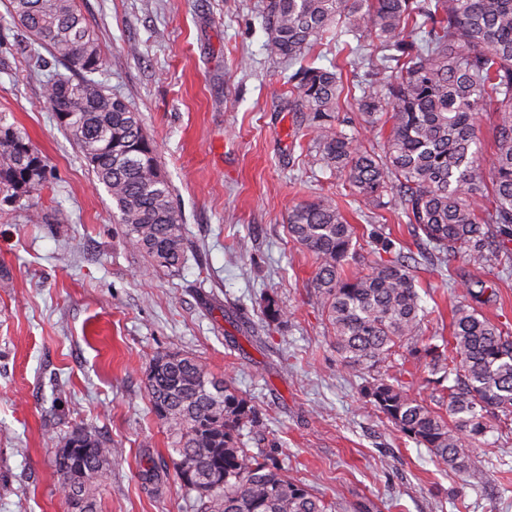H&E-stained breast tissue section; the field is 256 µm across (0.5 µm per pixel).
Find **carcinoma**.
Segmentation results:
<instances>
[{"label":"carcinoma","instance_id":"obj_1","mask_svg":"<svg viewBox=\"0 0 512 512\" xmlns=\"http://www.w3.org/2000/svg\"><path fill=\"white\" fill-rule=\"evenodd\" d=\"M9 4L32 39L72 72L49 76L48 103L111 197L126 242L157 267L179 268L186 253L182 216L140 114L87 78L103 69L104 59L78 0ZM263 19L268 55L299 65L288 82L298 92L295 110L309 116L313 164L376 205L398 188L414 233L448 258L473 266L512 258V0H266ZM365 33L381 52L373 81L347 88L339 65L305 62L327 34L339 44ZM345 94L368 125H389L383 144L335 128ZM480 112L496 116L488 183L478 171ZM43 174L42 159L1 118L0 192L34 190ZM287 230L315 260L310 287L344 366L374 374L366 389L371 404L437 461L469 471L472 446L486 435L489 418L512 422V330L463 300L452 313L451 339L423 337L428 311L410 257L384 236L380 250L387 257L345 273L355 228L332 197L295 205ZM260 310L268 323L284 316L268 296ZM403 348L440 374L436 405L410 395L390 372L387 360ZM146 389L168 432L174 471L198 512H336V503L249 450L243 430L259 426L257 409L195 357L156 354ZM63 447L70 452L56 456L58 493L80 506L72 512H96L112 441L76 426ZM160 471L150 457L141 480L156 489Z\"/></svg>","mask_w":512,"mask_h":512}]
</instances>
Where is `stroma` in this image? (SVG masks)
<instances>
[{
    "instance_id": "35a3bbf8",
    "label": "stroma",
    "mask_w": 512,
    "mask_h": 512,
    "mask_svg": "<svg viewBox=\"0 0 512 512\" xmlns=\"http://www.w3.org/2000/svg\"><path fill=\"white\" fill-rule=\"evenodd\" d=\"M105 66L95 78L139 112L186 229L185 264L154 267L128 247L112 200L47 103L46 70L59 64L0 0V118L46 165L37 190L0 193V512H67L56 454L75 426L110 438L112 462L98 512H196L174 471L162 494L144 488L143 459L167 457L166 429L151 413L146 369L163 351L187 352L232 380L259 411L253 451L346 512H512V430L490 419L470 471L439 464L427 448L381 421L365 381L345 368L308 284L310 254L290 241L289 210L335 198L368 262L378 235L416 259L426 335L450 336L461 283L496 299L478 309L512 327V271L450 261L413 236L398 200L384 208L312 164L287 65L268 56L264 0H79ZM373 48L321 66L344 82L367 79ZM43 215L30 223L31 209ZM68 216L57 223V212ZM285 311L266 324L260 296Z\"/></svg>"
}]
</instances>
